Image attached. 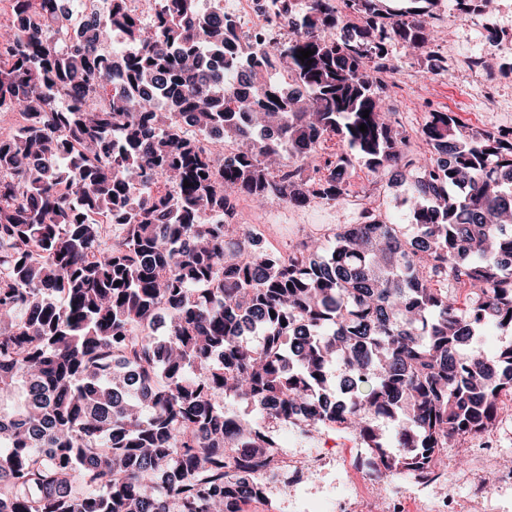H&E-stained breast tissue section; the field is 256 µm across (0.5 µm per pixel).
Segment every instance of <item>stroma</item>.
<instances>
[{
  "label": "stroma",
  "mask_w": 512,
  "mask_h": 512,
  "mask_svg": "<svg viewBox=\"0 0 512 512\" xmlns=\"http://www.w3.org/2000/svg\"><path fill=\"white\" fill-rule=\"evenodd\" d=\"M430 17L437 24L431 29L432 38L422 49H412L393 42L388 46L389 64L393 70L394 85L384 91V104L394 111L395 118L410 135V147L421 152L426 148L419 135L427 115L415 105L412 89L417 85H431L436 90L435 106L444 112H460L462 120L474 127L512 136V0H497L495 9L464 8L457 0H434ZM438 56L443 68L431 71L430 58ZM477 55L488 60L492 75L497 78L498 108L483 105L478 94L479 74L466 77L456 72V59ZM352 182L355 188L377 183L381 209L397 224L408 223L401 205L408 183L395 180L392 170H385L378 179H371L364 167H356ZM240 216L244 223L260 224L265 246L271 251H286L290 241L314 234L319 229L340 224H353L358 219L354 198L339 201L314 200L303 207H295L269 199L256 203L248 197L239 200ZM279 445L288 455H303L317 451L325 456L328 467L310 474L294 487L268 488L263 499L246 505V512H331L340 495L356 493V482L346 477L340 462L355 442L343 432L326 429L313 441L298 437L287 428L279 433ZM493 448L504 457L512 458V401H504L497 422L486 434L459 439L449 447L447 458V487L457 498L470 494V487L459 479L463 468H476L483 449Z\"/></svg>",
  "instance_id": "35a3bbf8"
}]
</instances>
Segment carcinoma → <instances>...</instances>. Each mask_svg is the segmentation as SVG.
<instances>
[{
    "instance_id": "cac0c4a2",
    "label": "carcinoma",
    "mask_w": 512,
    "mask_h": 512,
    "mask_svg": "<svg viewBox=\"0 0 512 512\" xmlns=\"http://www.w3.org/2000/svg\"><path fill=\"white\" fill-rule=\"evenodd\" d=\"M382 2L305 0L287 42L237 52L236 21L195 0H155L150 27L106 0L81 41L61 0H12L32 23L0 38V113L24 117L0 137V512H243L288 426L347 432L363 466L424 480L495 424L512 342L488 358L479 336H512V139L431 112V155L411 152L373 73L389 42L428 43L426 10ZM114 36L134 47L123 67ZM182 121L237 153L215 165ZM357 163L409 173L412 224L361 204L282 254L224 221L241 195L344 199ZM88 210L116 214L117 238ZM226 397L262 424L228 429Z\"/></svg>"
}]
</instances>
